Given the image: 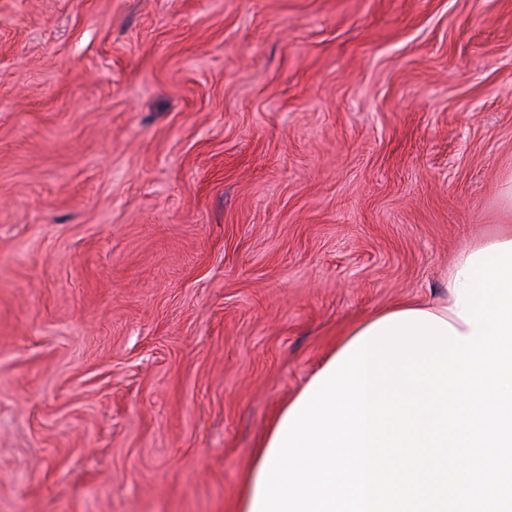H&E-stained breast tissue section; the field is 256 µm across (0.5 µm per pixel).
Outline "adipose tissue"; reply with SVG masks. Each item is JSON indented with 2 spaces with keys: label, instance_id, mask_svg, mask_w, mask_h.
<instances>
[{
  "label": "adipose tissue",
  "instance_id": "ef3b65f1",
  "mask_svg": "<svg viewBox=\"0 0 512 512\" xmlns=\"http://www.w3.org/2000/svg\"><path fill=\"white\" fill-rule=\"evenodd\" d=\"M509 241H512V226L508 224L503 225V227L492 234L473 240L458 254L453 263L444 270L436 299L430 302L406 301L382 309L351 326L338 341V348H346L352 340L359 337L366 329L385 317L410 310H422L433 313L454 327L456 332L460 333V335H470L473 331V327L460 318L459 310L455 305L458 292V287L455 283L457 273L466 267L469 255L481 249ZM289 409L290 406L286 403L278 408L267 431L259 441L250 468L241 476L240 491L235 504V512H251L257 488L258 475L271 443Z\"/></svg>",
  "mask_w": 512,
  "mask_h": 512
}]
</instances>
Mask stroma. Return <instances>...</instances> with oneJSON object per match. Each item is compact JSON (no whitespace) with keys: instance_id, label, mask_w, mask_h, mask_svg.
<instances>
[{"instance_id":"35a3bbf8","label":"stroma","mask_w":512,"mask_h":512,"mask_svg":"<svg viewBox=\"0 0 512 512\" xmlns=\"http://www.w3.org/2000/svg\"><path fill=\"white\" fill-rule=\"evenodd\" d=\"M511 181L512 0H0V512H233Z\"/></svg>"}]
</instances>
